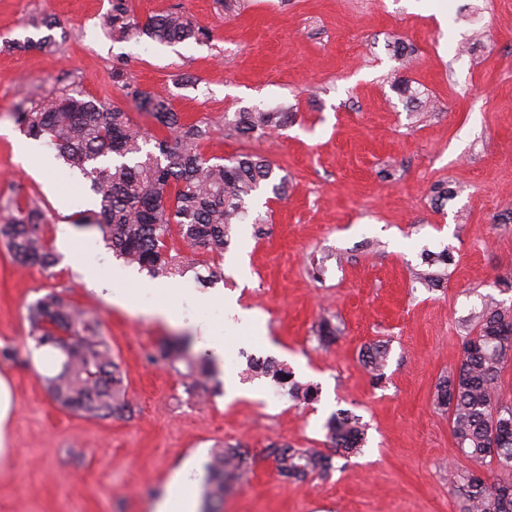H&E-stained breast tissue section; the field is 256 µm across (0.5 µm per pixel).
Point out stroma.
<instances>
[{"label": "stroma", "instance_id": "1", "mask_svg": "<svg viewBox=\"0 0 512 512\" xmlns=\"http://www.w3.org/2000/svg\"><path fill=\"white\" fill-rule=\"evenodd\" d=\"M210 29V41L144 47L115 42L103 23L109 0H0V207L40 201L39 234L54 245L60 225L101 241L85 184L51 173L70 198L59 210L40 179L15 161L22 134L13 114L50 94L77 90L114 103L154 129L151 115L112 79L124 59L140 89L163 92L189 119L213 129L205 156H265L288 176L285 196L263 186L233 225L224 255L198 252L181 283L206 293L196 273L235 293L258 317L252 336L229 341L217 383L189 396L182 377L156 361L183 335L108 306L89 292L66 256L49 269L16 268L0 248V358L16 411L10 451L0 458V512H151L175 470L207 464L212 450L248 451L252 471L224 498L223 512H460L457 473L472 463L454 450L449 413L436 387L462 357L463 322L487 301L512 305V0H131L138 19L171 6ZM50 15L67 33L47 51L17 49ZM415 51L399 69L395 41ZM411 98L392 88L394 78ZM290 108L286 126L261 138L230 133L225 119ZM448 188L437 199V185ZM264 219L255 236L253 222ZM448 252L447 279L428 287L417 274L429 253ZM94 313L134 406L107 420L55 403L32 361L27 307L50 291ZM340 333L315 335L321 318ZM388 351L373 382L366 347ZM287 365L294 381L319 389L293 400L287 387L258 380L259 397L227 396L228 376L249 359ZM348 410L367 429L360 453L335 455L325 424ZM332 456L327 477H282L271 443Z\"/></svg>", "mask_w": 512, "mask_h": 512}]
</instances>
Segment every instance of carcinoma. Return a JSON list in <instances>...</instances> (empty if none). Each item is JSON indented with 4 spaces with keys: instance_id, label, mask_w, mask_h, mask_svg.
Masks as SVG:
<instances>
[{
    "instance_id": "obj_1",
    "label": "carcinoma",
    "mask_w": 512,
    "mask_h": 512,
    "mask_svg": "<svg viewBox=\"0 0 512 512\" xmlns=\"http://www.w3.org/2000/svg\"><path fill=\"white\" fill-rule=\"evenodd\" d=\"M110 35L129 36L146 43H204L211 31L194 24L179 8L137 19L129 0H111L105 20ZM112 79L157 123L152 133L130 122L126 111L113 103L87 99L79 93L47 96L14 118L30 140L46 141L68 169L89 186L99 210L89 215L115 256L155 278L194 267L193 259L171 255L166 245L171 225L179 227L187 247L222 255L230 243L231 225L246 215V199L263 185L279 195L284 180H276L273 164L259 155L242 154L214 162L201 144L211 138L208 122H187L173 110L167 96L141 90L129 78L125 61L112 66ZM288 121L286 112H238L227 122L239 135H261ZM45 213L34 200L0 214V244L19 267H50L56 255L39 235ZM30 337L36 347L57 352L60 366L44 377L46 388L61 407L100 419L133 414L112 347L100 330L99 319L76 307L57 292H49L27 307ZM512 356V308L487 303L471 318L463 337L460 364L437 385L436 401L448 407L457 450L481 463L497 460L502 476L490 480L468 470L457 481L462 512H512V405L499 402L497 387L505 362ZM164 362L186 364V392L194 394L215 379L209 356L190 354V340L178 338L164 346ZM386 348L367 349L365 365L377 381L383 378ZM250 377L272 378L289 384L293 398L307 403L318 388L291 380L286 365L251 362ZM327 438L336 454L359 453L365 443L360 419L336 412L328 419ZM280 475L305 480L326 473L331 457L316 448L269 447ZM250 458L238 448L215 450L205 465L206 487L202 512H219L228 482L249 471Z\"/></svg>"
}]
</instances>
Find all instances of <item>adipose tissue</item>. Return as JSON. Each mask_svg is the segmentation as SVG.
I'll return each instance as SVG.
<instances>
[{
    "label": "adipose tissue",
    "instance_id": "1",
    "mask_svg": "<svg viewBox=\"0 0 512 512\" xmlns=\"http://www.w3.org/2000/svg\"><path fill=\"white\" fill-rule=\"evenodd\" d=\"M56 245L85 275V283L108 305L167 324L181 321V309L190 306L204 310V317L188 326L202 339L204 350L223 356L224 339L250 335L253 315L242 309L233 294L220 291L199 295L174 280L138 283L132 274L116 280L106 276L112 256L105 250L85 252L68 225L59 228ZM199 485L192 463H184L170 477L164 493L152 505V512H199Z\"/></svg>",
    "mask_w": 512,
    "mask_h": 512
}]
</instances>
